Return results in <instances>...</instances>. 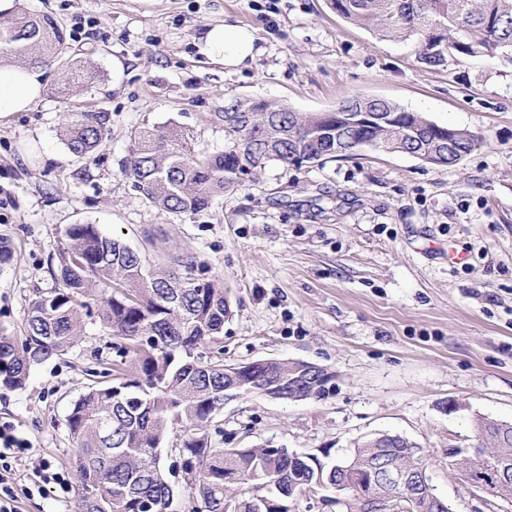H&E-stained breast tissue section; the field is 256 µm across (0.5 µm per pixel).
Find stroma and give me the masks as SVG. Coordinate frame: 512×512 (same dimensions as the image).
<instances>
[{"label":"stroma","mask_w":512,"mask_h":512,"mask_svg":"<svg viewBox=\"0 0 512 512\" xmlns=\"http://www.w3.org/2000/svg\"><path fill=\"white\" fill-rule=\"evenodd\" d=\"M68 32L86 81L59 92L58 65L40 67L44 93L0 117V331L23 339L35 290L71 224L122 237L152 265L187 252L224 287V361H305L335 373L321 400L260 395L225 402L205 429L224 448L349 455L395 433L429 452L427 473L450 512H512V500L469 491L448 450L476 443L483 416L512 422V59L455 55L419 63L412 41L347 21L331 0H16ZM254 30L259 55L238 68L207 55L223 21ZM261 97L302 113L348 98H383L478 136L455 167L369 151L301 168L272 165L256 184L196 215L147 201L124 176L131 134L172 124L196 152L224 147L213 119L225 102ZM110 115L96 153L78 157L65 113ZM464 252L448 263L443 250ZM115 360L91 330L69 353L36 365L23 388L0 386V419L33 443L13 465L19 512H76L74 489L24 491L47 463L73 479L66 417Z\"/></svg>","instance_id":"obj_1"}]
</instances>
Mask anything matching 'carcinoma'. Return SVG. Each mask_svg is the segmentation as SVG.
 <instances>
[{
	"mask_svg": "<svg viewBox=\"0 0 512 512\" xmlns=\"http://www.w3.org/2000/svg\"><path fill=\"white\" fill-rule=\"evenodd\" d=\"M337 13L382 37L415 43L418 58L441 66L462 52L489 58L512 55V0H331ZM66 50V35L49 16L22 11L0 23V58H29L45 65ZM232 111L216 112L224 126V149L199 156L190 133L178 127H144L133 134L123 173L149 202L166 210L196 214L226 194L256 182L270 164L311 165L347 158L379 146L423 162L458 165L476 136L410 112L388 100L351 98L328 112L302 114L277 102L243 97ZM109 135L106 112H70L63 127L71 153L93 154ZM67 248L50 267L58 284L28 303L24 339L0 332V384L25 385L31 369L67 353L87 324H99L120 342L119 363L105 370L72 405L66 418L74 444L71 465L78 478L80 512H174V486L160 460L170 434L180 432L174 452L195 464L189 477L192 512H290V501L317 483L347 494V512H364L368 471L387 494L383 462L414 459L417 442L403 438L383 447L375 438L357 444L345 461L325 450L311 459L287 448H217L201 434L224 406L227 372L251 394L280 383L290 362L262 366L226 364L216 356L195 359L197 349L220 340L231 314L224 289L196 274L195 257L171 258L155 269L122 240L95 224L65 229ZM335 374L307 383L311 399L330 393ZM477 440H489L493 454L468 468L455 448L448 461L468 470L469 481L491 486L501 472L512 477V423L483 416L474 421ZM416 484L400 492L388 512H449L441 500H416Z\"/></svg>",
	"mask_w": 512,
	"mask_h": 512,
	"instance_id": "cac0c4a2",
	"label": "carcinoma"
}]
</instances>
